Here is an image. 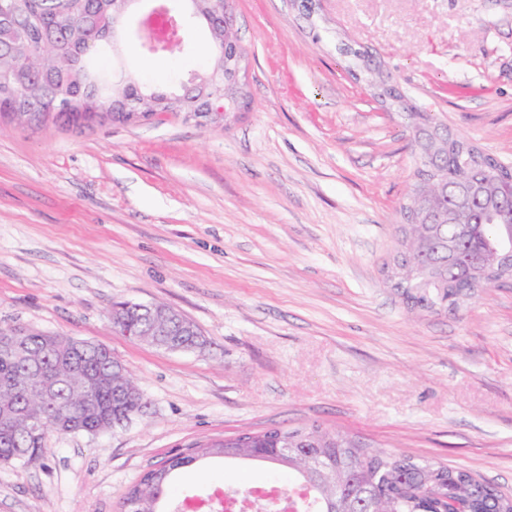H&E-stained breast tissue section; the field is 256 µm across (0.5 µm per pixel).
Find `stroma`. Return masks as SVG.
I'll use <instances>...</instances> for the list:
<instances>
[{
	"label": "stroma",
	"mask_w": 512,
	"mask_h": 512,
	"mask_svg": "<svg viewBox=\"0 0 512 512\" xmlns=\"http://www.w3.org/2000/svg\"><path fill=\"white\" fill-rule=\"evenodd\" d=\"M184 23L183 47L126 53L141 84L207 69V34ZM234 30L248 105L228 122L0 124V328L106 345L147 403L0 465V512H120L174 449L312 423L512 494V288L411 313L388 286L415 163L375 86L512 165V0H234ZM346 46L378 73L351 74ZM117 300L169 306L206 348L119 335ZM273 477L292 479L216 459L178 483Z\"/></svg>",
	"instance_id": "35a3bbf8"
}]
</instances>
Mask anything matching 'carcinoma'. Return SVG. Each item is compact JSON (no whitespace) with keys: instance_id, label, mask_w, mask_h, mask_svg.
Returning a JSON list of instances; mask_svg holds the SVG:
<instances>
[{"instance_id":"cac0c4a2","label":"carcinoma","mask_w":512,"mask_h":512,"mask_svg":"<svg viewBox=\"0 0 512 512\" xmlns=\"http://www.w3.org/2000/svg\"><path fill=\"white\" fill-rule=\"evenodd\" d=\"M112 0H0L20 19V26L0 30V118L15 121L23 112L26 124L46 122L84 123L92 104L97 123H109L112 99L145 101L161 110L185 112L177 98L206 82L199 76L182 91L142 89L127 78L122 87L107 77L104 56L141 47L135 38L118 29ZM100 48L80 60L76 48L90 40ZM211 70H220L237 55L240 45L224 46L218 36L209 37ZM413 126L425 136L415 142L417 177L407 202L401 207L399 248L394 260L423 266L405 287L403 302L410 308L436 310L457 308L466 291L499 277L486 269L489 252L512 233V210L504 219L493 208L469 199L473 188L488 187L497 199L512 202V167L484 152L468 139L454 135L427 112L408 111ZM472 210L470 221L455 224L451 215L459 208ZM124 309L112 312V325L127 323L145 332L137 341L168 351L201 350L205 336L193 324L176 319L162 323L169 308L154 305L141 309L123 301ZM28 332L7 338L0 335V465L35 461L45 436L25 432L34 416L71 415L77 431L91 435L112 429V423L145 402L134 378L112 364L116 357L99 343L74 352L62 361L71 339ZM33 385H46L44 398L30 396ZM247 455L256 461L285 467L295 474L293 483L263 484L279 494L278 502H264V512H512V494L465 468L450 467L435 459L417 460L395 452L370 449L361 441L311 424L297 428L272 427L245 432L223 441L199 440L171 454L145 471L126 491L121 512H181L184 501L208 502L217 486H202L172 496L177 474L203 459L226 461ZM228 507L248 512L243 502L259 501L254 486H224Z\"/></svg>"}]
</instances>
